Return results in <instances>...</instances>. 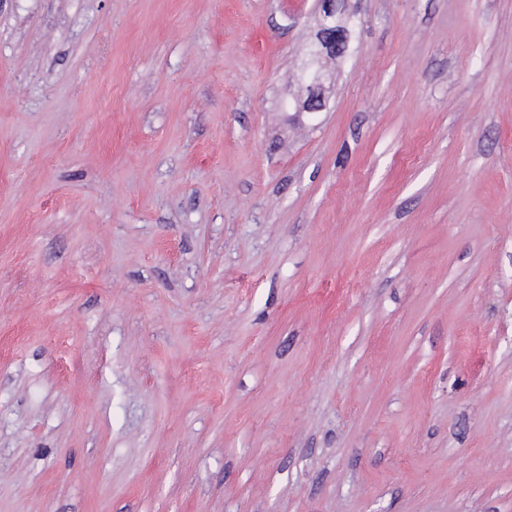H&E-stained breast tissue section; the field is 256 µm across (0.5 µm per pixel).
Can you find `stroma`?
Returning <instances> with one entry per match:
<instances>
[{
	"instance_id": "35a3bbf8",
	"label": "stroma",
	"mask_w": 512,
	"mask_h": 512,
	"mask_svg": "<svg viewBox=\"0 0 512 512\" xmlns=\"http://www.w3.org/2000/svg\"><path fill=\"white\" fill-rule=\"evenodd\" d=\"M0 0V512H512V0ZM346 0H319L315 24L316 38L308 46L302 61L301 86L293 98L298 114H315L326 108L328 89L321 62L324 58H343L355 21L346 13Z\"/></svg>"
}]
</instances>
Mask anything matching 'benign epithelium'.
Instances as JSON below:
<instances>
[{"label":"benign epithelium","instance_id":"benign-epithelium-1","mask_svg":"<svg viewBox=\"0 0 512 512\" xmlns=\"http://www.w3.org/2000/svg\"><path fill=\"white\" fill-rule=\"evenodd\" d=\"M346 0H317L316 38L302 61L301 86L292 108L299 114H315L326 108L328 88L321 62L344 57L355 21L346 13Z\"/></svg>","mask_w":512,"mask_h":512}]
</instances>
